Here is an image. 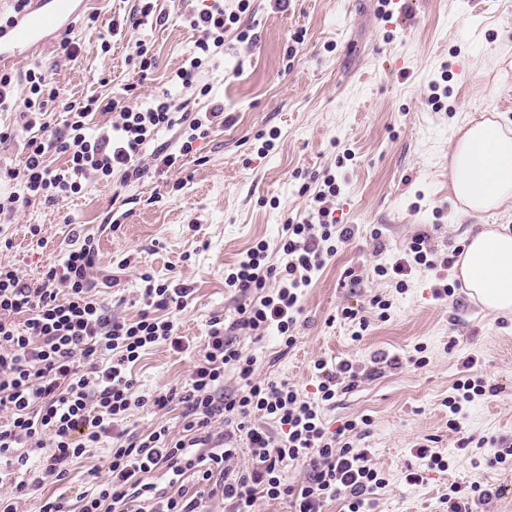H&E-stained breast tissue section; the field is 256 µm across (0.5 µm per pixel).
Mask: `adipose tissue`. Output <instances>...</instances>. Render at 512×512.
Returning <instances> with one entry per match:
<instances>
[{
  "label": "adipose tissue",
  "instance_id": "adipose-tissue-1",
  "mask_svg": "<svg viewBox=\"0 0 512 512\" xmlns=\"http://www.w3.org/2000/svg\"><path fill=\"white\" fill-rule=\"evenodd\" d=\"M448 191L460 219L512 201V128L496 118L460 125L448 152ZM453 274L492 314H512V228L488 224L467 234Z\"/></svg>",
  "mask_w": 512,
  "mask_h": 512
}]
</instances>
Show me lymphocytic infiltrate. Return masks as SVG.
<instances>
[{
  "label": "lymphocytic infiltrate",
  "instance_id": "lymphocytic-infiltrate-1",
  "mask_svg": "<svg viewBox=\"0 0 512 512\" xmlns=\"http://www.w3.org/2000/svg\"><path fill=\"white\" fill-rule=\"evenodd\" d=\"M197 31L196 48L177 69L183 87L194 85L204 57L224 46L231 25L219 0L210 9L188 15ZM96 99L68 103L70 118L60 134L31 138L21 167H0V179L15 186L0 196V217L11 219L20 207L37 199L52 200L79 193L81 178L111 181L140 179V156L160 128L173 126L167 98L147 109L121 107L110 129L87 133L86 119ZM67 157L65 168H50L49 151ZM340 189L335 177L323 180L307 216L285 226L280 248L283 268L267 262L260 242L224 273L227 287L261 290L259 302L244 310L240 328L261 336L277 331L285 347L296 343L294 330L304 288L338 243L351 240L355 229L337 225L327 201ZM96 246L92 238L65 252L61 263L31 282L15 268L0 264V512H17V501L41 492L39 512H203V486L214 475L223 479L224 512H259L263 500H289L294 512H323L326 501L344 497L348 512H362L375 488L384 485L369 464V451L359 445L361 422L346 421L328 431L319 405L335 399L339 385L355 383L360 373L344 362L328 368L317 361L318 402L304 400L287 382L258 378L256 360L234 346L221 319H214L202 360L191 373L185 396L184 433L174 436L160 426L146 433L125 427L132 408L166 410L173 393L135 395L132 368L160 343L182 350L177 328L165 312L183 308L192 293L185 285L170 286L142 274L143 307L132 318L113 315L93 296L90 277ZM234 370L240 387L224 391V371ZM276 423L280 435L256 417ZM235 422V433H216L214 422ZM245 437L256 461L251 471L233 474L229 461L237 454V439ZM107 447L105 480L83 492L77 506L51 488L66 482L88 449ZM38 467H30L32 456ZM308 463L310 475L301 485L288 483L286 470ZM164 469L166 491L147 482L149 473ZM195 478L190 490L187 478Z\"/></svg>",
  "mask_w": 512,
  "mask_h": 512
}]
</instances>
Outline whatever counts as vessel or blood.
I'll return each mask as SVG.
<instances>
[{
    "mask_svg": "<svg viewBox=\"0 0 512 512\" xmlns=\"http://www.w3.org/2000/svg\"><path fill=\"white\" fill-rule=\"evenodd\" d=\"M74 0H33V6L0 34V63L10 64L32 54L47 33L69 23L75 14Z\"/></svg>",
    "mask_w": 512,
    "mask_h": 512,
    "instance_id": "1",
    "label": "vessel or blood"
}]
</instances>
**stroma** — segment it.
Masks as SVG:
<instances>
[{"label":"stroma","instance_id":"stroma-1","mask_svg":"<svg viewBox=\"0 0 512 512\" xmlns=\"http://www.w3.org/2000/svg\"><path fill=\"white\" fill-rule=\"evenodd\" d=\"M212 0H81L68 35L49 37L32 57L12 63L16 77L43 70L58 98L45 120L62 128L68 102L95 98L148 107L167 96L184 124L161 128L141 155L144 178L100 184L86 179L82 191L54 202L21 207L0 228L9 247L0 263L29 279L57 263L63 251L94 238L95 270L111 277L98 297L113 314L131 317L140 309L141 273L190 286L184 309L173 311L185 349L161 343L135 367L136 394L169 390L185 395L195 362L203 355L213 318L238 319L241 297L224 285V270L257 241L269 245L280 263L278 242L288 220L298 219L332 174L341 191L331 199L337 224L357 232L305 288L296 345L284 349L277 337L257 340L237 331V344L256 357L260 377L287 381L307 400L317 398L316 361L328 367L346 361L360 380L323 404L329 429L368 417L361 441L385 484L371 496L369 512H446L453 485L501 487L490 512H512V464L490 466L491 438H512V317L494 316L472 301L460 280L443 267L415 265L396 278L373 268L403 258L410 239L428 232L438 258L463 243L448 198V152L457 127L487 113L512 126V0H290L287 10L271 0H224L225 13L240 20L224 36V51L203 65L197 86L172 84L170 77L198 38L184 21ZM98 23H88L89 14ZM252 40L243 41L239 32ZM303 43H294L295 34ZM70 39L76 59L61 46ZM110 52H102V41ZM144 41L156 59L141 77L134 54ZM133 96H126L127 86ZM447 88L438 106L433 86ZM224 104L232 121L216 125L193 144L180 147L188 119L212 102ZM278 132L263 151L258 132ZM177 154L173 167L155 161L158 150ZM38 226L43 247L33 246ZM455 292L440 298L436 290ZM388 301L379 318L374 298ZM356 318L342 317L344 308ZM427 363L416 366V353ZM398 359V368L381 356ZM472 368H465L466 360ZM483 378L489 392L467 404L457 429L448 427L446 401L463 375ZM426 446L443 456L448 469H429L415 455ZM419 471L409 483V469Z\"/></svg>","mask_w":512,"mask_h":512}]
</instances>
